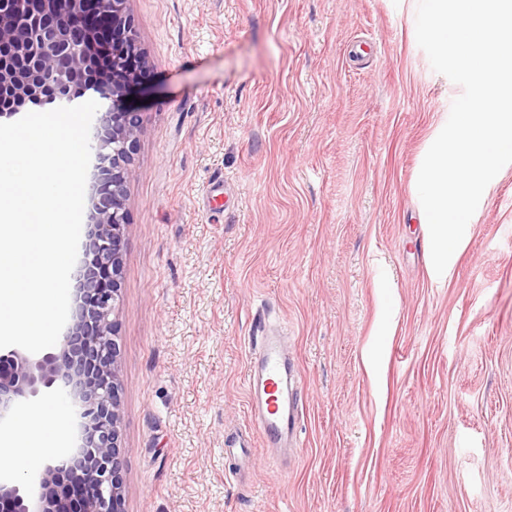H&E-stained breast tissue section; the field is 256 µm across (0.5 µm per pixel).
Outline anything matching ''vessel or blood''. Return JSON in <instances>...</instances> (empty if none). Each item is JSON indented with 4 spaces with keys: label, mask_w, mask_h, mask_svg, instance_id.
<instances>
[{
    "label": "vessel or blood",
    "mask_w": 512,
    "mask_h": 512,
    "mask_svg": "<svg viewBox=\"0 0 512 512\" xmlns=\"http://www.w3.org/2000/svg\"><path fill=\"white\" fill-rule=\"evenodd\" d=\"M247 343L250 353L245 383L250 426L225 438L224 453L243 460L255 446L272 449V461L297 445L296 425L303 396L288 360L283 336L275 333L265 316L253 315Z\"/></svg>",
    "instance_id": "1"
}]
</instances>
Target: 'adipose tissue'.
Wrapping results in <instances>:
<instances>
[{
  "mask_svg": "<svg viewBox=\"0 0 512 512\" xmlns=\"http://www.w3.org/2000/svg\"><path fill=\"white\" fill-rule=\"evenodd\" d=\"M62 425V413L52 403L21 414L14 430L0 435V470L22 468L29 449L59 447Z\"/></svg>",
  "mask_w": 512,
  "mask_h": 512,
  "instance_id": "ef3b65f1",
  "label": "adipose tissue"
}]
</instances>
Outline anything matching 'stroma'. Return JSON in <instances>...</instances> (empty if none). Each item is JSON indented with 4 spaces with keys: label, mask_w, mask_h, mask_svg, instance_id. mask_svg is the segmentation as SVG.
<instances>
[{
    "label": "stroma",
    "mask_w": 512,
    "mask_h": 512,
    "mask_svg": "<svg viewBox=\"0 0 512 512\" xmlns=\"http://www.w3.org/2000/svg\"><path fill=\"white\" fill-rule=\"evenodd\" d=\"M418 0H128L149 76L114 317L125 512H512V164L434 280L417 179L462 89ZM304 387L239 477L244 338Z\"/></svg>",
    "instance_id": "stroma-1"
}]
</instances>
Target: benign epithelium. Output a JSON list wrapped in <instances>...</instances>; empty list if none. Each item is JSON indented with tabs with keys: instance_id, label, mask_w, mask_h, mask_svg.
Masks as SVG:
<instances>
[{
	"instance_id": "7a95c632",
	"label": "benign epithelium",
	"mask_w": 512,
	"mask_h": 512,
	"mask_svg": "<svg viewBox=\"0 0 512 512\" xmlns=\"http://www.w3.org/2000/svg\"><path fill=\"white\" fill-rule=\"evenodd\" d=\"M127 0H0V117L28 102L68 105L93 90L112 99L96 127L90 230L74 275L72 323L54 350L33 358L19 348L0 354V420L22 401L46 394L65 399L74 418L62 445L27 480L0 479L4 512H124L121 431L123 388L118 372L115 313L120 296L128 214L124 188L133 174L140 113L124 105L138 86L124 57L138 51ZM112 16L105 36L119 47L100 82L83 81L91 36L84 10Z\"/></svg>"
}]
</instances>
